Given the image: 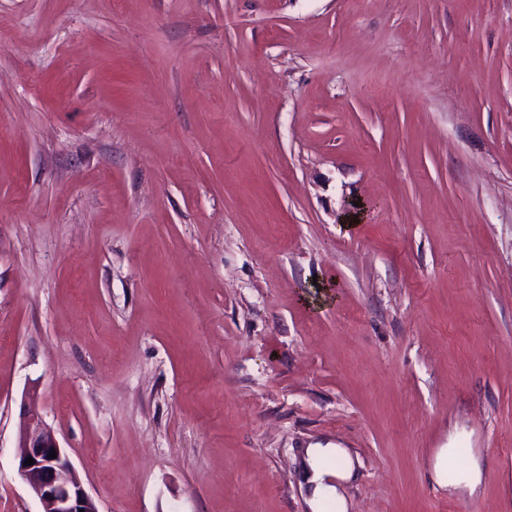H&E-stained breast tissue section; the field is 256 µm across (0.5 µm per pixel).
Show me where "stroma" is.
Listing matches in <instances>:
<instances>
[{"mask_svg": "<svg viewBox=\"0 0 512 512\" xmlns=\"http://www.w3.org/2000/svg\"><path fill=\"white\" fill-rule=\"evenodd\" d=\"M30 387L99 512H310L315 446L512 512V0H0V512ZM433 476L441 487H465L474 491L482 481V469L476 458L463 463L456 458L455 449L442 448L435 457Z\"/></svg>", "mask_w": 512, "mask_h": 512, "instance_id": "stroma-1", "label": "stroma"}]
</instances>
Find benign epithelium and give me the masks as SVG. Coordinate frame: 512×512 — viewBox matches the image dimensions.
Masks as SVG:
<instances>
[{
    "label": "benign epithelium",
    "instance_id": "obj_1",
    "mask_svg": "<svg viewBox=\"0 0 512 512\" xmlns=\"http://www.w3.org/2000/svg\"><path fill=\"white\" fill-rule=\"evenodd\" d=\"M18 447L21 453L17 473L31 494L38 499L42 512H98L85 490L66 449L60 445L55 430L33 406L23 414ZM56 457H49L51 451ZM34 463L27 466V458Z\"/></svg>",
    "mask_w": 512,
    "mask_h": 512
}]
</instances>
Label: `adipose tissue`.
Masks as SVG:
<instances>
[{"label": "adipose tissue", "mask_w": 512, "mask_h": 512, "mask_svg": "<svg viewBox=\"0 0 512 512\" xmlns=\"http://www.w3.org/2000/svg\"><path fill=\"white\" fill-rule=\"evenodd\" d=\"M333 460V467H324V460ZM303 469L310 486L309 506L317 512L320 503L332 501L336 512H349L350 503L340 493V483L349 482L355 471L356 462L344 448H309L305 451ZM435 482L442 487L476 489L482 481V469L477 459L460 462L454 449H440L433 464Z\"/></svg>", "instance_id": "obj_1"}]
</instances>
